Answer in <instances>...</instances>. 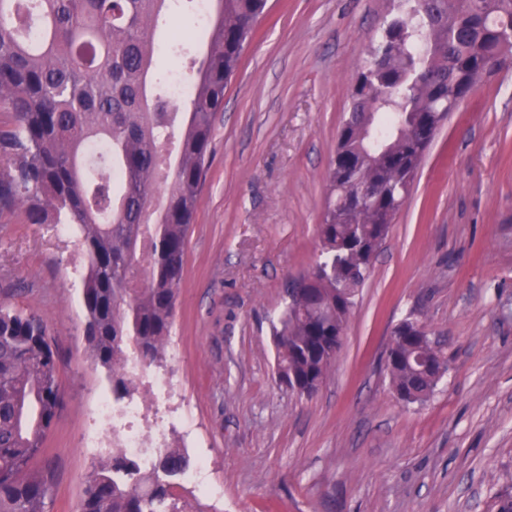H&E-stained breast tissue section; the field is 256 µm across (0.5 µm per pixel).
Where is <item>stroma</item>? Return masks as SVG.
I'll use <instances>...</instances> for the list:
<instances>
[{
	"label": "stroma",
	"instance_id": "35a3bbf8",
	"mask_svg": "<svg viewBox=\"0 0 512 512\" xmlns=\"http://www.w3.org/2000/svg\"><path fill=\"white\" fill-rule=\"evenodd\" d=\"M224 91L170 337L178 357L149 417L190 409V463L224 500L191 512H491L512 492V66L440 129L355 299L344 343L310 398L280 387L272 326L283 289L319 259L318 226L355 79L393 0H270ZM76 236L0 210V305L45 321L62 406L36 467L49 512H77L98 457L88 419L112 375L85 338ZM425 325L448 371L425 403L385 367L403 319Z\"/></svg>",
	"mask_w": 512,
	"mask_h": 512
}]
</instances>
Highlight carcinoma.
<instances>
[{"mask_svg":"<svg viewBox=\"0 0 512 512\" xmlns=\"http://www.w3.org/2000/svg\"><path fill=\"white\" fill-rule=\"evenodd\" d=\"M166 0H0V209L32 224L76 226L88 258L85 336L112 371L113 400L137 392L127 369L165 358L185 248L210 156L216 112L266 0H219L204 27L201 66L186 42L170 47L193 92L173 108L152 76ZM512 58V0H402L358 73L338 133L311 284L293 282L273 326L277 370L311 395L329 373L355 298L408 198L440 124ZM112 170V176L102 170ZM158 220L148 223L160 185ZM151 242L147 283L133 287L135 243ZM388 374L405 401L428 400L448 371L425 326L407 318ZM443 371L421 372L415 356ZM58 367L42 318L0 306V512H47L51 476L31 468L61 407ZM189 459L159 451L149 471L120 449L93 466L78 512H186L174 492Z\"/></svg>","mask_w":512,"mask_h":512,"instance_id":"obj_1","label":"carcinoma"}]
</instances>
